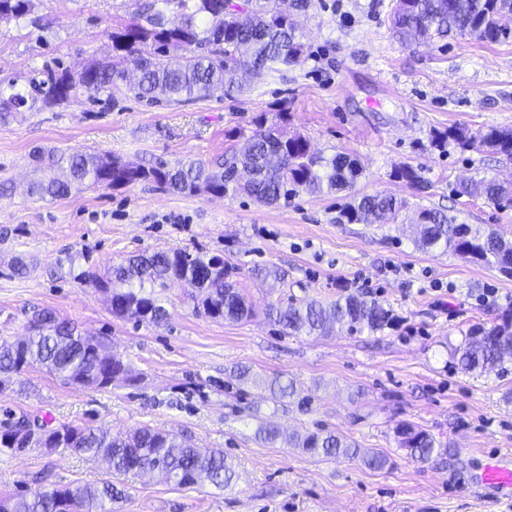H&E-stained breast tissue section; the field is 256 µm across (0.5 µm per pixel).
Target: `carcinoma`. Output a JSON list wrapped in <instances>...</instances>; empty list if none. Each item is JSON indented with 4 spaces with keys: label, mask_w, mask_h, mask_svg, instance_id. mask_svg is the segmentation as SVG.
<instances>
[{
    "label": "carcinoma",
    "mask_w": 512,
    "mask_h": 512,
    "mask_svg": "<svg viewBox=\"0 0 512 512\" xmlns=\"http://www.w3.org/2000/svg\"><path fill=\"white\" fill-rule=\"evenodd\" d=\"M313 7V0H144L132 19L112 33V55L87 65L74 74L63 65H44L34 71L27 86L0 83V123L22 108L41 110L61 106L78 93L99 100L117 99L127 91L156 101L161 97L178 102L201 99L217 88L231 97L242 92L239 70L245 66L257 74L285 71L305 52V36L289 23L294 10ZM34 0H0V20L35 25ZM512 13V0H395L391 27L410 45H427L448 36L469 35L487 43L512 37V29L500 17ZM284 112L275 119L263 117L243 138L238 148L209 169L200 162L170 166L158 162L135 165L104 153L72 152L57 155L37 150L33 164L66 165L68 177L38 180L31 194L41 199L67 196L72 186L90 182L94 186L121 188L139 181H152L170 191L193 195L199 192L226 196L243 194L264 205L288 202L301 192L332 196L352 192L363 173L356 159L345 153L326 157L309 149L308 140L289 134ZM466 150L489 147L512 155V130L493 128L479 135L451 130L446 135ZM392 177L410 188H422L423 179L412 165L394 168ZM499 206H512V185L482 179L463 187ZM404 202L384 194L353 196L340 211L350 224H372L382 216L396 218ZM423 231L415 240L424 250L442 249L489 268L500 259L512 258V243L493 232L469 224H456L440 210L421 208ZM234 267L216 256L185 251H157L136 255L112 268L108 278L94 285L111 293L112 314L138 323H160L167 317L161 292L179 282L196 291L197 309L210 319L238 321L251 314V306L232 280ZM267 315L289 335L322 334L339 325L350 332L383 329L391 321L390 311L378 301L348 294L323 306L304 307L270 304ZM27 334L15 341L0 342V376H19L41 368L64 381L94 388L112 384L114 361L100 358V344L76 333L73 323L50 309L37 311L29 319ZM453 358L465 373L484 371L512 361V314L490 329H478L454 349ZM16 413L9 411L0 421V452L14 453L9 441ZM45 440L36 448H73L106 459L112 475L121 476L140 468L158 469L178 486L228 487L234 471L220 450L198 448L180 436L148 426L123 437L100 429L47 423L39 425ZM402 446L417 459L441 453L436 441L424 431L400 427ZM303 451L332 457L360 459L370 469H383L386 454L361 452L332 432L308 433L296 439ZM47 475L36 473L23 481L27 491L20 499L3 497L12 512H105V502L122 497L112 481L102 486L49 488Z\"/></svg>",
    "instance_id": "1"
}]
</instances>
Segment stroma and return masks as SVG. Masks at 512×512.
I'll return each mask as SVG.
<instances>
[{"label":"stroma","mask_w":512,"mask_h":512,"mask_svg":"<svg viewBox=\"0 0 512 512\" xmlns=\"http://www.w3.org/2000/svg\"><path fill=\"white\" fill-rule=\"evenodd\" d=\"M314 2L299 18L309 43L299 63L247 79L235 98L80 96L0 123V182L13 186L0 196V340L23 336L33 313L49 308L131 369L128 379L86 388L32 368L0 389V410L114 435L147 425L223 450L236 472L226 489L177 487L150 473L113 476L107 462L71 448H29L0 454V496L18 494L26 476L45 471L58 487L115 479L125 496L112 512H512V501L479 482L487 464L512 457V364L466 374L451 356L470 329L512 313V277L449 251L417 249L406 223L339 221L341 193L265 206L243 195L174 194L151 181L87 186L55 200L27 191L36 177L29 155L38 148L145 165L208 164L230 153L256 117L284 112L289 131L316 151L358 160L356 193L442 209L512 240V207L459 188L466 179L512 180V156L432 141L451 128H512V40L466 35L407 48L388 20L392 0ZM35 3L46 29L0 22L2 81L25 84L56 59L75 71L103 59L113 28L135 10L133 0ZM403 163L420 170L423 189L393 178ZM175 249L223 257L254 316L206 318L181 284L162 295V324L113 315L94 278L129 256ZM17 261L25 275L13 274ZM356 292L389 309L391 324L374 333L288 336L263 313L270 302L330 303ZM239 365L260 384L232 378ZM274 378L293 380L296 398L275 401L263 386ZM268 424L281 431L272 446L256 437ZM404 424L430 433L446 455L410 457L397 432ZM320 430L383 452L391 464L371 470L290 443Z\"/></svg>","instance_id":"obj_1"}]
</instances>
